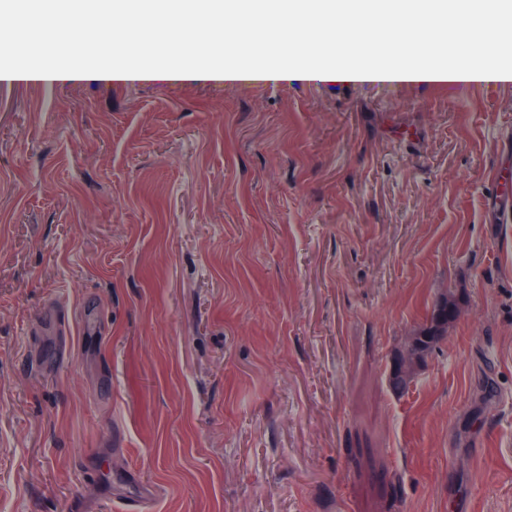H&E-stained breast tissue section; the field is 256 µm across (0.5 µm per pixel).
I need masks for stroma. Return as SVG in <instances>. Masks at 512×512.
Wrapping results in <instances>:
<instances>
[{"label":"stroma","instance_id":"1","mask_svg":"<svg viewBox=\"0 0 512 512\" xmlns=\"http://www.w3.org/2000/svg\"><path fill=\"white\" fill-rule=\"evenodd\" d=\"M510 147L493 82L0 83V512H512ZM453 295L448 294L439 312L433 316L429 326H426L410 336L407 344L399 355L402 360L399 373H393L392 385L398 391H405L410 382L415 378L418 367L425 355L432 349L443 333L444 326L448 322V302L453 306Z\"/></svg>","mask_w":512,"mask_h":512}]
</instances>
